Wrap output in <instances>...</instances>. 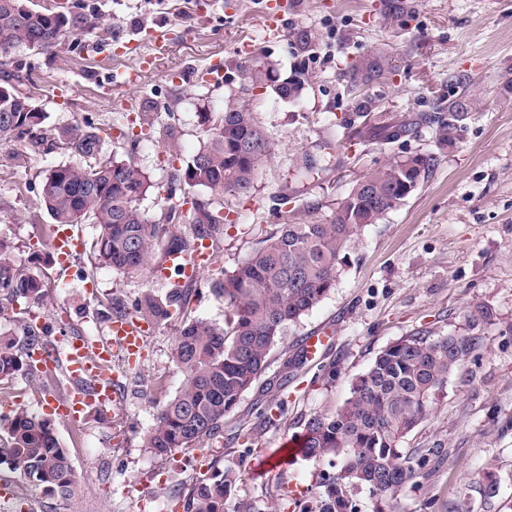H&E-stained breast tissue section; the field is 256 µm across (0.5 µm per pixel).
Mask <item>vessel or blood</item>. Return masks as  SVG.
I'll list each match as a JSON object with an SVG mask.
<instances>
[{
    "label": "vessel or blood",
    "instance_id": "1",
    "mask_svg": "<svg viewBox=\"0 0 512 512\" xmlns=\"http://www.w3.org/2000/svg\"><path fill=\"white\" fill-rule=\"evenodd\" d=\"M82 247V235L76 227L70 225L58 228L53 251L60 264H67L71 256ZM210 261L211 253L207 250L179 260L169 256L159 272L167 274L169 267L176 265L181 270L183 281H194ZM109 329V337L97 342L82 336L71 337L68 341L66 359L72 388L60 406L59 413L69 422H77L89 410L105 408L117 400L121 373L112 367L114 349H121L131 362L143 355L145 322L114 319Z\"/></svg>",
    "mask_w": 512,
    "mask_h": 512
}]
</instances>
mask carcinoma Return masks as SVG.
Wrapping results in <instances>:
<instances>
[{
  "label": "carcinoma",
  "mask_w": 512,
  "mask_h": 512,
  "mask_svg": "<svg viewBox=\"0 0 512 512\" xmlns=\"http://www.w3.org/2000/svg\"><path fill=\"white\" fill-rule=\"evenodd\" d=\"M23 0H0V57L24 46L48 52L63 37L88 27V18L71 10L21 9ZM377 60L363 59L353 81L366 84L382 75ZM278 69L260 60L247 71L248 82L266 86ZM283 88L304 97L309 81L305 68L289 73ZM23 79L0 73V144H26L41 155L63 149L72 160L51 169L41 180L40 205L58 226L91 224L97 229L89 251L96 264L123 274L154 267L156 247L187 256L199 241L216 247L232 220L224 209H212L191 189L250 196L257 174L269 155V141L250 111L203 113L202 145L184 175L170 180L167 223H150L139 207L151 187L138 166L106 157L99 129L68 124L44 126L45 115L28 112ZM468 118L459 99L448 101V120L441 132ZM436 158L427 153L403 156L366 173L338 203L330 224H281L237 267L214 283L224 296V325L191 316L192 285L173 284L161 300L144 294L132 303L118 301L115 317L159 323L181 315L172 359L184 375L181 389L160 404L145 439L156 456L192 451L219 435L224 416L268 366L272 346L288 325L316 307L336 287L347 245L358 231L378 223L400 204L430 172ZM188 189H183L182 185ZM190 225V234L177 231ZM44 280L18 263L12 246L0 239V316L20 302L40 304ZM494 314L486 305L472 307L465 326L446 335L427 330L387 345L369 367L351 378L348 397L330 415H314L297 441L307 458L327 460L335 471L324 482L315 512H357L348 496L366 488L376 497L373 512H389L390 501L406 485L425 476L438 457L436 448H404L402 443L427 417L448 378L483 345L482 327ZM44 343L35 330L21 345L0 341V383L30 374L26 355ZM0 464L27 484L65 499L76 485L74 470L50 421L23 408L0 425ZM236 472L215 470L193 489L187 512H236L230 502Z\"/></svg>",
  "instance_id": "1"
}]
</instances>
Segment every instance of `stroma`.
I'll return each instance as SVG.
<instances>
[{
    "mask_svg": "<svg viewBox=\"0 0 512 512\" xmlns=\"http://www.w3.org/2000/svg\"><path fill=\"white\" fill-rule=\"evenodd\" d=\"M65 2L81 7L91 27L51 53L17 48L6 64L27 74L47 128L87 120L125 130V138L106 140L104 153L149 174L141 208L150 220L163 221L171 175L200 147L202 113L247 99L270 143L249 198L209 196L233 222L193 286V316L223 323L224 299L213 282L278 224L332 222L356 180L395 157L430 153L436 164L411 196L361 229L335 288L278 338L267 369L204 452L157 457L144 446L159 401L184 381L171 355L174 317L147 330L146 357L124 366L116 405L90 411L76 426L55 420L76 475L73 495L51 496L0 465V479L16 498L34 512H175L197 480L231 469L238 475L231 502L240 512H313L330 471L326 462L297 456L286 468L263 472L257 463L281 450L309 417L337 410L350 379L385 346L421 329L461 328L467 311L485 304L494 317L483 327L482 348L449 378L430 415L404 441L443 455L417 486L397 495L392 512H454L463 492L471 512H512V0H292L276 39L267 34L268 0H221L215 12L199 0ZM150 28L167 32L165 52L141 69L137 85L113 90L123 73L140 69L131 49L116 51V40ZM304 36L312 51L302 50ZM373 56L384 60L386 75L351 90L352 64ZM258 57L283 74L304 62L305 97L295 103L250 86L244 73ZM215 61L224 69L219 84L203 77ZM457 98L469 117L441 135L425 117ZM363 99L372 102L366 119L356 113ZM130 101L155 112L171 135H141L126 110ZM381 125L397 130V138H378ZM68 160L63 150L37 156L18 142L0 147V238L47 283L44 304H17L14 314L0 317V332L19 342L30 325L62 350L70 336L107 335L111 300L146 292L162 299L170 289L165 278L96 265L85 249L68 267L54 262L44 244L51 219L39 207L37 187ZM307 161L316 168L304 179L298 171ZM320 329L328 345L289 368L300 339ZM48 378L43 387L16 377L11 395L0 396V415L23 407L50 417L51 400L64 398L70 380L60 369ZM271 403L279 410L269 424L259 411ZM488 473L498 483L492 498L480 491Z\"/></svg>",
    "mask_w": 512,
    "mask_h": 512,
    "instance_id": "obj_1",
    "label": "stroma"
}]
</instances>
